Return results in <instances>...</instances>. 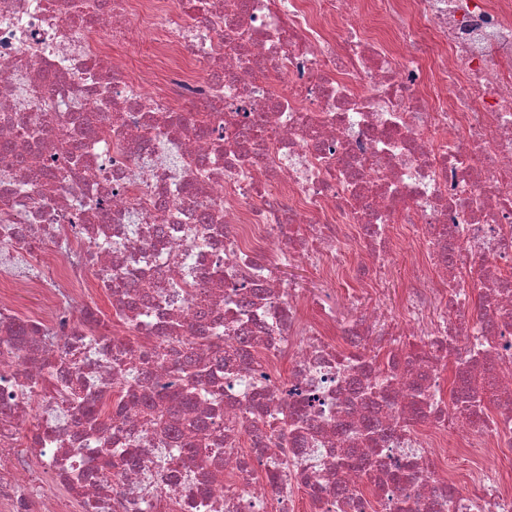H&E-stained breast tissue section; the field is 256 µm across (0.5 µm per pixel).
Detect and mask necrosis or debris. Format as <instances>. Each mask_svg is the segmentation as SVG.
<instances>
[{
    "label": "necrosis or debris",
    "instance_id": "1",
    "mask_svg": "<svg viewBox=\"0 0 512 512\" xmlns=\"http://www.w3.org/2000/svg\"><path fill=\"white\" fill-rule=\"evenodd\" d=\"M0 141V512H302L307 478L317 512H512V0H0ZM397 242L389 355L349 362ZM279 276L288 281L293 282L300 288L315 292L321 288L317 274L310 268L302 265H284L279 272Z\"/></svg>",
    "mask_w": 512,
    "mask_h": 512
}]
</instances>
